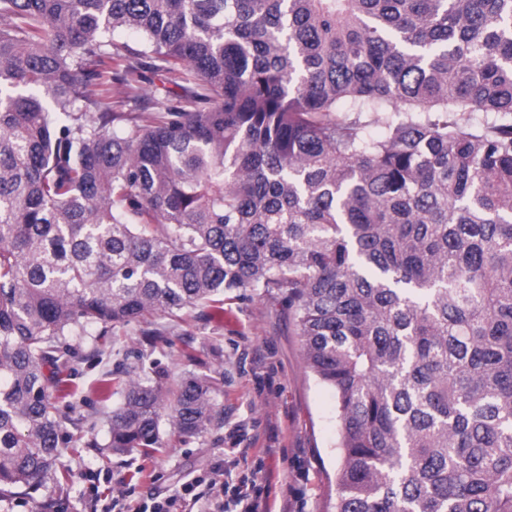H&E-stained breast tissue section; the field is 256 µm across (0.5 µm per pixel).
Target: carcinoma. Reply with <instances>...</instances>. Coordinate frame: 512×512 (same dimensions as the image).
Wrapping results in <instances>:
<instances>
[{"label":"carcinoma","instance_id":"obj_1","mask_svg":"<svg viewBox=\"0 0 512 512\" xmlns=\"http://www.w3.org/2000/svg\"><path fill=\"white\" fill-rule=\"evenodd\" d=\"M107 61L190 86L130 120ZM257 290L336 395L334 512H512V0H0V494L70 477L73 337ZM126 376L115 453L219 416Z\"/></svg>","mask_w":512,"mask_h":512}]
</instances>
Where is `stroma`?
<instances>
[{
    "label": "stroma",
    "instance_id": "35a3bbf8",
    "mask_svg": "<svg viewBox=\"0 0 512 512\" xmlns=\"http://www.w3.org/2000/svg\"><path fill=\"white\" fill-rule=\"evenodd\" d=\"M141 98H125L113 86L116 111L139 115L153 94H182L173 75L146 70ZM152 335L142 324L114 336L74 339V372L65 400L68 413L97 447L65 454L73 472L65 485L45 484L36 493L0 497V512H91L97 499L130 488L131 505L174 494L193 478L205 476L214 458L224 460L231 484L250 483L263 463L262 490L267 512H333L336 498V398L306 367L301 340L288 319V306L275 293L225 294L222 308L183 310L179 319L151 316ZM137 367L163 387L206 373L217 380L221 416L198 437L175 438L162 424V446L150 454H113L106 448L109 420L122 394L104 397L108 374Z\"/></svg>",
    "mask_w": 512,
    "mask_h": 512
}]
</instances>
